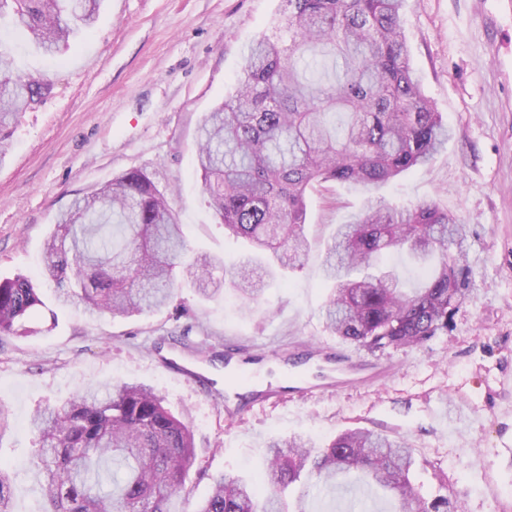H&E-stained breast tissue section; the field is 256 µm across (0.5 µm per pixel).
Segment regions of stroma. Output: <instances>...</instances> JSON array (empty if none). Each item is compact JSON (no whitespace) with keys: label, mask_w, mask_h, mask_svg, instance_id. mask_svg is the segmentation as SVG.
Returning <instances> with one entry per match:
<instances>
[{"label":"stroma","mask_w":512,"mask_h":512,"mask_svg":"<svg viewBox=\"0 0 512 512\" xmlns=\"http://www.w3.org/2000/svg\"><path fill=\"white\" fill-rule=\"evenodd\" d=\"M284 0H102L94 26L46 57L28 34L0 27L15 68L50 81L26 111L0 164V277L23 274L45 302L26 336L0 339V462L12 473L13 512H39L33 472L37 407L115 380L150 386L194 431L197 459L181 493L194 512L214 478L258 472L271 440L327 441L346 428L406 438L425 490L448 478L460 512H512V11L503 0H405L402 24L425 96L453 130L424 167L381 186L397 207L424 201L468 230L474 280L446 332L419 347L375 353L386 381L313 396L260 401L235 418L224 405L240 388L224 372V339L266 353L335 337L322 308L330 283L326 247L366 193L336 182L307 198L310 251L251 305L233 290L205 301L182 284L158 311L114 318L58 306L42 277L44 244L72 202L133 170L167 192L192 256H243L247 243L218 223L195 169L204 116L233 95L246 48L282 18ZM397 512L376 488L357 484L308 499V512H349L352 498Z\"/></svg>","instance_id":"35a3bbf8"}]
</instances>
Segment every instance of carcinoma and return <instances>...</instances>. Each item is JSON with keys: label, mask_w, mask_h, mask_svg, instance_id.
<instances>
[{"label": "carcinoma", "mask_w": 512, "mask_h": 512, "mask_svg": "<svg viewBox=\"0 0 512 512\" xmlns=\"http://www.w3.org/2000/svg\"><path fill=\"white\" fill-rule=\"evenodd\" d=\"M100 0H0V17L51 57L92 27ZM404 0H288L277 28L245 57L237 92L200 127L196 166L216 217L255 252L227 267L220 257L189 259L175 212L142 172L130 171L62 212L50 232L43 274L62 304L130 317L167 305L187 274L196 293L224 289L258 304L274 278L271 263L300 267L308 250L306 197L334 181L366 191L427 164L451 130L422 93L401 26ZM13 68L0 50V162L21 115L50 92ZM390 251L418 264L435 260L423 287L408 292L380 265ZM332 282L324 306L331 333L369 351L413 348L448 331L474 290L466 225L433 202L396 209L367 201L341 224L327 249ZM44 305L17 274L0 278V338L29 333L25 319ZM44 481L40 512H181L177 498L194 457L191 428L152 389L114 382L38 409ZM407 441L348 430L318 445L302 436L270 443L258 477L226 472L197 512H307L309 492L341 474L389 490L402 512H458L448 484L427 493L415 483ZM11 474L0 464V512L11 510Z\"/></svg>", "instance_id": "1"}]
</instances>
